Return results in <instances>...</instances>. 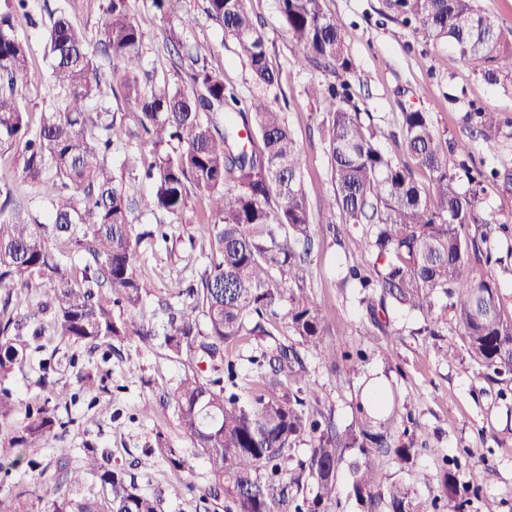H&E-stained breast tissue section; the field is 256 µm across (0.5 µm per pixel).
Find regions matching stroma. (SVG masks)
<instances>
[{
	"label": "stroma",
	"mask_w": 512,
	"mask_h": 512,
	"mask_svg": "<svg viewBox=\"0 0 512 512\" xmlns=\"http://www.w3.org/2000/svg\"><path fill=\"white\" fill-rule=\"evenodd\" d=\"M65 0H30V17L19 18L18 31L28 38L33 53L32 67L23 91V102L32 119L53 104L58 91L50 77V62L44 55L48 14L62 8ZM246 7L262 32L272 63L279 71L278 88L269 91L271 106L284 112L290 129L303 148L302 172L313 220L320 232L311 254L312 277L307 291L315 297L325 319L326 343L345 350L364 349L365 363L344 365L341 375L329 373L316 353L302 348L301 355L312 382L326 408L332 409L337 424L351 420V406L363 387L394 382L396 401L390 405L398 418H411L423 431L430 447L443 449L449 457L479 449L481 460L465 470L466 484L478 489L468 512H481V497L496 499L499 512H512V393L501 396L498 385L487 382L483 369L473 361L466 339L457 326L437 338L421 330L423 321L413 312L390 314L385 333L374 340L357 334L365 318L352 285L343 283L337 264L369 265L373 258L361 248V234L325 228L330 216L323 201L332 185L328 159L317 133L326 113L321 104L308 99L310 83L325 82L329 73L297 65L276 0H246ZM326 8L346 30V51L353 64L346 78L352 85L361 111L371 113L375 127L396 129L403 110L429 113L435 128L449 143V168L457 172L456 188L467 186L469 167H512V76L486 82L476 64L461 61L450 43L424 45L411 27L388 8L387 0H326ZM134 17L144 31L142 68L155 81L180 82L166 40V25L148 10L144 0H131ZM180 12L190 13L194 22L184 33L186 43L207 57L227 87L240 99L256 93L258 85L237 43L203 10V0H181ZM470 112L499 113L504 126L495 150L486 143L475 123L466 121ZM148 146L123 138L112 146L114 172L124 175L128 193L138 198L149 195L151 185L140 176L149 161ZM207 198L194 193L183 212L172 218L167 241L157 242L140 259L138 270L148 278L159 296L170 289L197 286L206 267L201 232L209 222ZM450 345L448 357L436 354L439 344ZM65 356L74 365L63 368L58 379L77 401L70 407L72 419L59 446L42 449L40 466L27 463L10 466L0 473V487H20L27 492L29 512H47L51 499L62 492L61 461L77 465L86 443L110 450L113 467L126 469L140 492L159 498L161 512H198L201 489L213 480L191 441L178 426L174 403L166 402L184 371L182 363L163 348L148 349L138 340L113 348L109 356L85 347H68ZM106 375L105 390L82 388L85 374ZM111 402V415H95L94 400ZM164 433L180 448L188 470L176 472L161 459L136 465L156 433Z\"/></svg>",
	"instance_id": "obj_1"
}]
</instances>
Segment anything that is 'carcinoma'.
I'll list each match as a JSON object with an SVG mask.
<instances>
[{
    "label": "carcinoma",
    "mask_w": 512,
    "mask_h": 512,
    "mask_svg": "<svg viewBox=\"0 0 512 512\" xmlns=\"http://www.w3.org/2000/svg\"><path fill=\"white\" fill-rule=\"evenodd\" d=\"M168 24L167 41L187 82L144 81L139 76L143 32L130 0H108L103 38L91 46L68 21L50 13L46 51L60 91L57 105L30 123L19 88L29 74L30 45L14 24L26 0L0 11V151L36 193L27 204L0 185V420L22 417L9 440L13 451L52 448L73 420L59 417L76 395L66 388L39 394L19 411L5 382L17 372L37 370L44 388L60 345L109 348L131 337L165 348L185 365L173 390L183 433L199 448L215 480L199 496L224 497V512H336L341 468H347L348 497L361 512H464L467 490L461 465L441 457L429 503L418 500L402 479L383 472L389 457L398 471H410L420 452L417 434H407L390 416L375 418L356 404L352 422L340 430L320 400L297 345L277 338L268 326L288 300V329L298 345L317 351L336 371V346L324 341L325 322L306 293L311 275L313 219L301 174V147L283 113L267 101L279 86L263 35L244 0H204L205 11L232 36L246 56L262 93L240 107L206 58L185 49L183 33L192 19L174 15L173 0H149ZM325 0H277L297 48V63L331 74L350 71L345 31L324 9ZM414 24L427 45L446 41L459 57L481 66L483 77L512 75V30L482 14L476 0H388ZM124 64L121 89L134 112V128L116 125L108 108L92 111L103 96L104 74L97 56ZM306 93L328 118L319 127L331 171L329 213L362 232L363 247L376 255L373 272L346 269L361 295L369 326L385 331L387 306L416 312L431 336L441 337L448 320L467 337L470 357L493 380L512 381V317L504 315L495 280H468L470 265L500 264L512 258L509 221L481 209L477 190L460 191L448 169V139L428 113H401L398 131L377 143L354 102L352 86L311 84ZM486 142L501 121L494 112L476 113ZM156 149L144 169L150 195L129 198L112 173L108 155L122 136ZM428 173L417 181L413 168ZM206 193L211 223L205 225L208 264L197 288H175L157 300L167 321L144 311L155 295L137 274L141 246L168 238L167 224L132 235L131 210L168 216L182 213L191 193ZM41 211L38 221L32 211ZM475 225L463 236L459 228ZM509 242L501 252V242ZM272 341L252 347L249 394L240 388L235 350L249 337ZM308 440L307 452H296ZM186 469L180 449L163 433L146 456ZM107 450L84 448L83 464L64 463L66 492L50 501L49 512H158L156 498L109 466ZM24 493H0V512H25Z\"/></svg>",
    "instance_id": "1"
}]
</instances>
